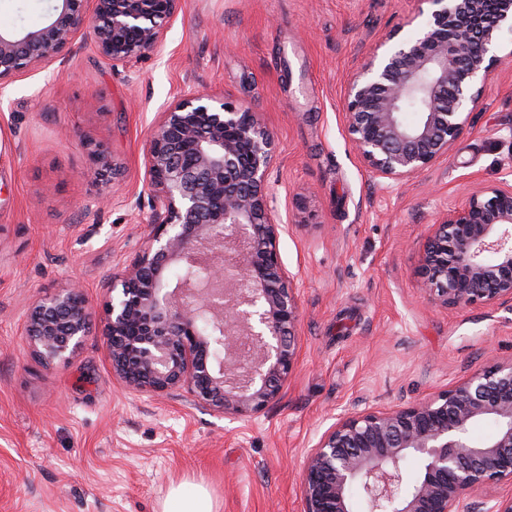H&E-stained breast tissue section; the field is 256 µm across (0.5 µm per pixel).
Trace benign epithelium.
I'll use <instances>...</instances> for the list:
<instances>
[{
    "mask_svg": "<svg viewBox=\"0 0 512 512\" xmlns=\"http://www.w3.org/2000/svg\"><path fill=\"white\" fill-rule=\"evenodd\" d=\"M94 2L93 14L87 3ZM33 27L0 22V87L37 70L93 29L97 53L116 65L158 53L181 0H53ZM438 9L415 37L386 38L349 80V139L377 178L402 182L448 154L500 58L491 53L512 0H431ZM424 110L413 123L406 102ZM87 175L114 171L90 149ZM276 156L258 112L188 91L167 105L146 153L149 233L133 264L112 276L105 302L107 352L128 386L187 388L230 420L262 413L280 397L297 360L294 276L279 254L285 225L265 192ZM427 300L443 308L512 302V183L474 190L448 208L424 246ZM89 308L74 284L38 300L26 334L45 362L66 361L88 334ZM495 432L476 441L471 426ZM421 461L413 483L403 463ZM360 487L368 512H512V360L495 362L409 406L340 414L307 454L303 512H350ZM475 492L481 500L470 502Z\"/></svg>",
    "mask_w": 512,
    "mask_h": 512,
    "instance_id": "1",
    "label": "benign epithelium"
}]
</instances>
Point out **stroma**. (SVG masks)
Masks as SVG:
<instances>
[{"label": "stroma", "mask_w": 512, "mask_h": 512, "mask_svg": "<svg viewBox=\"0 0 512 512\" xmlns=\"http://www.w3.org/2000/svg\"><path fill=\"white\" fill-rule=\"evenodd\" d=\"M428 11L427 0H182L161 52L115 66L84 28L64 61L0 90V512H162L176 485L205 487L216 512H302L305 457L337 415L408 406L512 358V303L445 309L417 276L448 206L512 174V33L461 136L414 178H373L347 133L352 74ZM191 89L272 130L267 188L297 287L298 357L281 397L233 421L183 390L127 387L105 348V283L148 233V139ZM95 145L113 177H87ZM74 281L89 333L49 364L27 343V314Z\"/></svg>", "instance_id": "1"}]
</instances>
